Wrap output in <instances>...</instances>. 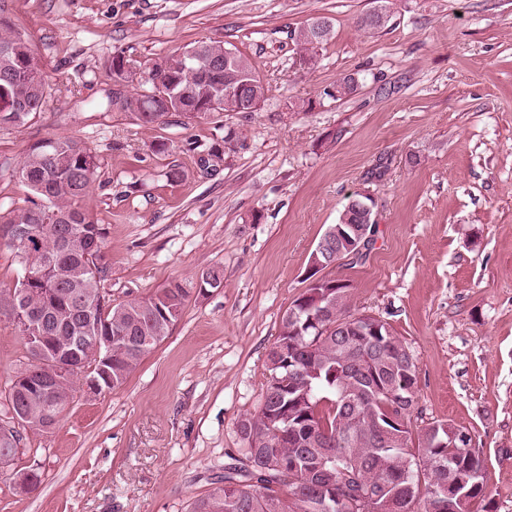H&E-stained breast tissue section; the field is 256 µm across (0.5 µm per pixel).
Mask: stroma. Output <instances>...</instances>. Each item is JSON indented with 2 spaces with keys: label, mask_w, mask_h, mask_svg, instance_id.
Instances as JSON below:
<instances>
[{
  "label": "stroma",
  "mask_w": 512,
  "mask_h": 512,
  "mask_svg": "<svg viewBox=\"0 0 512 512\" xmlns=\"http://www.w3.org/2000/svg\"><path fill=\"white\" fill-rule=\"evenodd\" d=\"M5 0L51 87L43 112L0 128V216L24 207L15 171L31 143L72 138L98 160L84 207L106 229L113 303L209 267L171 333L119 388L75 390L56 431L28 435L0 473V512H189L242 456L239 421L259 403L283 314L348 197L375 201L378 233L334 269L352 311L386 320L418 366V422L470 433L493 512H512V0ZM316 16L333 36L311 69L293 33ZM202 40L250 58L271 90L260 110L140 125L107 109L104 63L141 66ZM352 74L356 95L322 98ZM314 100L306 112L299 105ZM234 129L218 171L207 146ZM167 152L154 151L157 141ZM187 171L170 181L173 168ZM25 348L0 315V404ZM38 466L32 489L18 475Z\"/></svg>",
  "instance_id": "obj_1"
}]
</instances>
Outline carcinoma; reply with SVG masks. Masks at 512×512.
I'll list each match as a JSON object with an SVG mask.
<instances>
[{
  "instance_id": "obj_1",
  "label": "carcinoma",
  "mask_w": 512,
  "mask_h": 512,
  "mask_svg": "<svg viewBox=\"0 0 512 512\" xmlns=\"http://www.w3.org/2000/svg\"><path fill=\"white\" fill-rule=\"evenodd\" d=\"M318 31L309 21L296 35L308 65L333 35L331 21ZM33 55L26 35L11 28L0 15V126L20 128L43 111L48 86L35 75L27 60ZM222 66L202 74L200 62ZM110 78L146 86L130 96V103L110 101L112 110L130 112L139 124H156L155 112L185 115L203 112L211 98L224 95L227 112L242 104L264 103L268 85L249 58L221 41L196 45L157 58L152 76L134 78L136 65L123 53L113 54L106 66ZM359 89L353 75L339 78L322 97L348 98ZM235 140L231 129L207 149L214 163L224 160ZM96 157L69 137L37 141L29 146L18 167L19 181L33 195L28 205L4 224H37V239L25 250L34 267L48 265L53 275L30 285L36 293L37 322L52 336L61 328L79 327L75 296L94 302L99 286L84 278L83 259L58 247L63 234L82 236L95 246L100 260L106 247L105 229L82 206L94 181ZM340 224H377L373 211H360L345 203ZM200 292L224 286V273L207 268L198 274ZM350 284L334 288L309 287L282 316L277 340L267 354L266 381L258 410L239 422L246 448L239 466L224 468V476L205 496L194 501L191 512H352L339 506L336 489L350 495L363 483L378 500L395 502V512H488L486 466L482 453L467 454L451 447L436 431L447 425L437 421L413 424L415 406L404 401L416 397L418 366L407 347L380 318L351 312ZM191 289L172 280L147 298L119 303L100 312L102 335L112 337V387L123 385L143 357L170 333ZM27 362L11 380L5 414L16 404L39 419L45 413L63 418L80 378L66 384L67 398L48 402L31 386L33 362L24 343ZM393 437L384 444L382 429ZM25 448L24 436L0 435V469L9 467ZM453 479L455 492L436 498L433 488Z\"/></svg>"
}]
</instances>
